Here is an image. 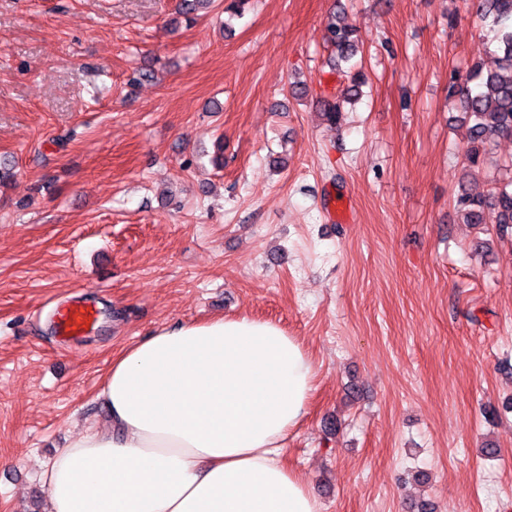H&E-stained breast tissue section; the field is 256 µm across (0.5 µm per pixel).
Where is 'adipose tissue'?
Returning <instances> with one entry per match:
<instances>
[{"instance_id": "obj_1", "label": "adipose tissue", "mask_w": 512, "mask_h": 512, "mask_svg": "<svg viewBox=\"0 0 512 512\" xmlns=\"http://www.w3.org/2000/svg\"><path fill=\"white\" fill-rule=\"evenodd\" d=\"M315 376L269 322L156 329L113 357L98 393L107 425L46 464L48 512H320L285 462Z\"/></svg>"}]
</instances>
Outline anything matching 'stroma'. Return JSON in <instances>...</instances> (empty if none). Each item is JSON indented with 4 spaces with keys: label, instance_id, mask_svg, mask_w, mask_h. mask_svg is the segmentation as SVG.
I'll list each match as a JSON object with an SVG mask.
<instances>
[{
    "label": "stroma",
    "instance_id": "stroma-1",
    "mask_svg": "<svg viewBox=\"0 0 512 512\" xmlns=\"http://www.w3.org/2000/svg\"><path fill=\"white\" fill-rule=\"evenodd\" d=\"M178 3L0 0V512H46L43 465L104 425L113 354L224 316L277 324L315 364L285 460L320 512H512V235L454 205L512 180V140L462 181L447 99L490 21L466 0L191 22ZM340 10L370 85L332 128ZM77 301L101 318L62 340L53 311ZM324 39L337 54V62H351L360 50L358 30L336 14H330L324 23Z\"/></svg>",
    "mask_w": 512,
    "mask_h": 512
}]
</instances>
